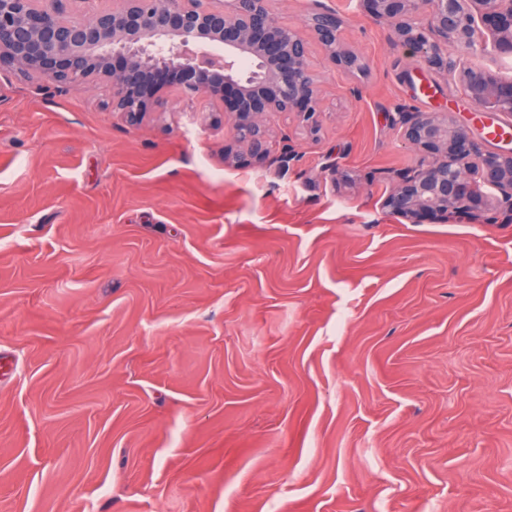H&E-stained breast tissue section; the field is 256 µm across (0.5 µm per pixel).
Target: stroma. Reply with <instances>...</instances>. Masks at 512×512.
Returning <instances> with one entry per match:
<instances>
[{
  "label": "stroma",
  "instance_id": "stroma-1",
  "mask_svg": "<svg viewBox=\"0 0 512 512\" xmlns=\"http://www.w3.org/2000/svg\"><path fill=\"white\" fill-rule=\"evenodd\" d=\"M268 6L366 68L311 42L319 131L272 116L261 164L206 96L131 125L0 69V512H512V218L382 207L420 160L396 112L487 151L512 116L358 0ZM342 24L343 21L335 13H316L310 19L309 28L333 66L347 72L361 71L362 61L341 40Z\"/></svg>",
  "mask_w": 512,
  "mask_h": 512
}]
</instances>
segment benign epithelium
<instances>
[{"label": "benign epithelium", "instance_id": "1", "mask_svg": "<svg viewBox=\"0 0 512 512\" xmlns=\"http://www.w3.org/2000/svg\"><path fill=\"white\" fill-rule=\"evenodd\" d=\"M64 0H0V68L73 88L93 79L111 85L112 109L134 125L163 105L158 91L176 85L220 103L237 138L256 162L269 156L267 117L295 116L318 131L322 112L309 42L274 19L268 0H120L70 18ZM378 21H392L394 41L429 69L457 77L465 98L482 112L512 116V80L488 69L460 66L445 47L475 51L489 35L512 54V0H361ZM425 9L428 21L416 19ZM343 21L316 13L309 22L328 61L360 71V58L341 40ZM250 68L243 69L244 62ZM404 140L424 154L416 167L394 174L383 200L390 214L418 223L426 217L481 224L495 210L512 212V148L482 152L465 126L447 112H410ZM497 190L488 202L481 186Z\"/></svg>", "mask_w": 512, "mask_h": 512}]
</instances>
